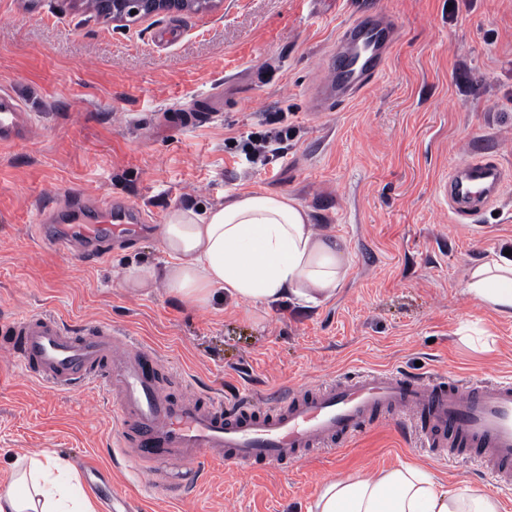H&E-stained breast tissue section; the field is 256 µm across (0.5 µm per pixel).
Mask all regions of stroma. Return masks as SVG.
Wrapping results in <instances>:
<instances>
[{
  "mask_svg": "<svg viewBox=\"0 0 512 512\" xmlns=\"http://www.w3.org/2000/svg\"><path fill=\"white\" fill-rule=\"evenodd\" d=\"M358 2L219 0L116 23L84 0H0V87L33 114L28 138L0 148V314L112 322L158 351L162 381L189 376L172 393L228 401L365 367L512 377V318L462 293L473 265L512 248V0H379L400 25L384 73L347 105L315 111L312 84ZM265 112L289 129L272 169L241 153ZM481 141L495 145L504 186L457 223L436 185ZM69 190L139 210L146 233L101 264L42 246L36 214ZM244 190L297 198L343 242L350 270L331 301L199 308L162 287L122 288L130 263L163 259L156 230L171 208ZM114 433L108 400L53 391L0 351V491L15 455L41 452L76 469L94 461L97 512L127 501L139 512H306L325 481L402 463L492 488L479 467L441 466L382 423L284 471L206 463L193 492L161 501L118 469Z\"/></svg>",
  "mask_w": 512,
  "mask_h": 512,
  "instance_id": "1",
  "label": "stroma"
}]
</instances>
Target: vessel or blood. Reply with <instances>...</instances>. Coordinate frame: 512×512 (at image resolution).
Returning <instances> with one entry per match:
<instances>
[{"instance_id":"obj_1","label":"vessel or blood","mask_w":512,"mask_h":512,"mask_svg":"<svg viewBox=\"0 0 512 512\" xmlns=\"http://www.w3.org/2000/svg\"><path fill=\"white\" fill-rule=\"evenodd\" d=\"M397 24L377 0H363L313 85L317 110L343 106L383 74ZM30 112L0 90V147L27 138ZM503 169L479 152L453 163L439 191L456 218L468 219L500 193ZM38 241L81 261L105 259L132 231L121 210L88 205L77 191L47 207ZM0 347L27 376L58 391L94 390L112 403L117 451L126 470L171 492L193 491L204 460L255 471L282 469L315 453L347 446L374 422L395 423L437 463L465 460L498 488L512 487V380L363 369L288 388L259 401L175 396L158 386L159 353L107 321L70 325L48 311L0 318Z\"/></svg>"}]
</instances>
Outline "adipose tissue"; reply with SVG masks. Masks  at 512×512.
Returning <instances> with one entry per match:
<instances>
[{
    "label": "adipose tissue",
    "instance_id": "obj_1",
    "mask_svg": "<svg viewBox=\"0 0 512 512\" xmlns=\"http://www.w3.org/2000/svg\"><path fill=\"white\" fill-rule=\"evenodd\" d=\"M158 239L163 264H131L124 288L146 294L161 286L203 307L223 298L267 310L282 302L310 308L335 297L349 272L336 240L285 194L240 191L200 212L173 208ZM463 293L512 318V255L496 254L472 267ZM59 466L49 455L15 458L13 482L0 492V512H60L68 489H47ZM307 512H502V504L473 488L448 489L426 468L403 464L373 476L330 480Z\"/></svg>",
    "mask_w": 512,
    "mask_h": 512
}]
</instances>
